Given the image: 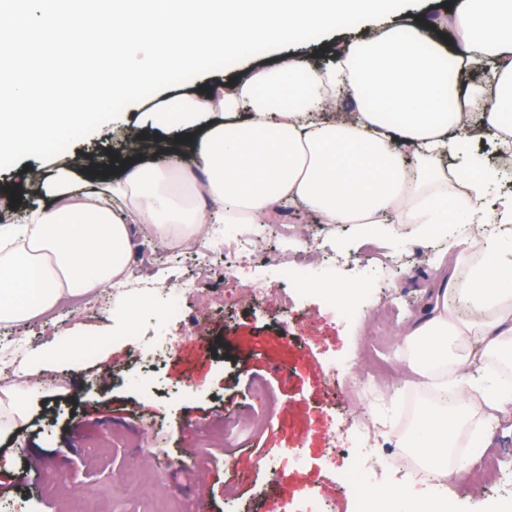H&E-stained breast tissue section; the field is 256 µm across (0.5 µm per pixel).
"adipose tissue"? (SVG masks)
Here are the masks:
<instances>
[{"instance_id": "adipose-tissue-1", "label": "adipose tissue", "mask_w": 512, "mask_h": 512, "mask_svg": "<svg viewBox=\"0 0 512 512\" xmlns=\"http://www.w3.org/2000/svg\"><path fill=\"white\" fill-rule=\"evenodd\" d=\"M455 23L459 40L451 52L431 45L421 26H391L338 46L334 65L314 68L286 55L245 80L179 98L150 117L186 138L173 167L138 164L88 191L75 189L65 166L50 175L22 170L34 195L53 205L28 207L21 222L0 225V326L122 284L142 233L178 249L207 225L268 224L288 204L322 224H417L429 236L478 215L487 224H511L512 197L500 201L498 213H481L497 170L464 169L448 186L437 162L471 150L475 123L500 149L512 150V0H462ZM484 58L493 65L495 94L489 110L478 112L477 91L452 79L450 66ZM341 91L354 102L350 116L321 120ZM409 155L422 160L418 177L407 171ZM511 275L512 247L496 248L491 264L440 289L432 313L404 337L431 388L447 391L448 372L466 377L476 358L512 355V289L492 284ZM452 293L468 300L479 322L456 318ZM474 336L483 345L478 355ZM54 364L51 351L38 352L19 381L0 391V439L25 421L21 399ZM474 410L464 396L453 411L427 408L424 429L411 433L405 448L421 462L438 459L448 477H465L466 464L447 460Z\"/></svg>"}]
</instances>
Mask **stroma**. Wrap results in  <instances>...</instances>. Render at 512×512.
<instances>
[{
    "instance_id": "1",
    "label": "stroma",
    "mask_w": 512,
    "mask_h": 512,
    "mask_svg": "<svg viewBox=\"0 0 512 512\" xmlns=\"http://www.w3.org/2000/svg\"><path fill=\"white\" fill-rule=\"evenodd\" d=\"M455 9L456 0H423L391 18L426 22L431 41L448 50L455 42ZM380 28V21L363 22L292 51L313 66L330 65L337 44L370 39ZM280 56L270 51L164 89L72 143L65 155L77 188L90 190L114 156L128 153L117 125L141 121L146 112L214 83L245 79ZM103 141L108 149L88 161L86 150ZM293 221L309 226L310 241L267 235L258 263L236 267L229 286L215 275H193L180 254L154 257L153 281L173 289L190 276L198 290L183 299L181 318L170 324L147 313L123 321L113 316L107 296L92 293L83 296L81 309L0 328V345H16L21 355L54 340L67 348L71 334L95 346L92 363L68 360L46 375L40 393L26 401L28 424L19 437L0 442V512H69V494L79 487L94 490V512H283L285 503L311 495L331 512H350L338 475L354 450L338 426L351 414L348 396L357 373L341 361L358 342L361 321L374 307L397 300L403 311L391 352L410 381L393 388L390 407L371 417L388 432L406 394L431 404L425 378L401 340L421 317L429 292L443 281L464 280L473 262L469 232L455 229L448 242L424 235L404 240L364 224H321L305 210ZM307 246L324 258L316 271L319 287L286 301L282 254ZM355 285L362 291L351 320L329 306L322 291ZM209 294L212 304L200 305V296ZM160 336L173 337L172 350L149 356ZM226 413L258 420L233 448L210 433ZM465 439L476 448L471 475L447 487L458 512L499 492L475 478L482 455L504 456L512 469V410L488 426L474 416ZM292 449L304 458L303 467L289 465Z\"/></svg>"
}]
</instances>
